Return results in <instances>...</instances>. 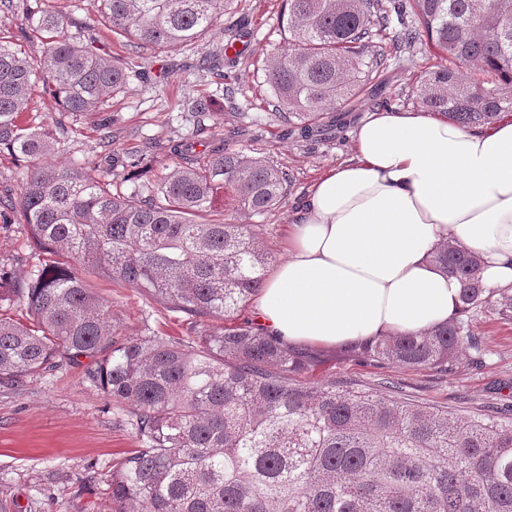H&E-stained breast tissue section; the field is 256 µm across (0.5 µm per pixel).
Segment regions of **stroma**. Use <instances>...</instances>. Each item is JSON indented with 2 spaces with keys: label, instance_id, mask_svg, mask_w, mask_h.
<instances>
[{
  "label": "stroma",
  "instance_id": "35a3bbf8",
  "mask_svg": "<svg viewBox=\"0 0 512 512\" xmlns=\"http://www.w3.org/2000/svg\"><path fill=\"white\" fill-rule=\"evenodd\" d=\"M17 3L18 12H0V37L13 42L31 62H39L45 47L42 37L19 35L27 24L23 8H36L37 0ZM49 3L77 28L94 29L108 41L114 56L131 61L136 70L125 92L112 99L113 149L154 142L148 164L156 174L174 162L169 143L196 133L206 141L228 139L230 148L270 157L289 171L293 189L287 206L258 218L274 263L284 261L294 204L306 197L319 174L349 157L351 139L294 140L286 136L280 121L265 113L269 89L264 62L287 47L282 0H224V14L207 34L203 49L177 46L147 52L100 26L90 0ZM243 33L248 36L243 54L225 56L226 41ZM203 50L223 57L222 73L199 67ZM436 58V51L427 46L410 56L384 90L392 109L413 108L409 95L416 78ZM227 83L236 90L240 111L225 109L223 120L206 122L200 131L192 122L180 120L193 98ZM26 121L50 132L58 163L86 160L99 169L112 170L113 191L127 192L129 184L122 170L113 169L111 156L97 146V114L76 116L62 111L38 83L30 91ZM48 258V253L34 249L19 218L0 223V265L17 278H24ZM84 277L111 301L112 319L124 335L144 336L157 329L186 334L183 314L155 303L141 289L94 271L85 272ZM469 325L487 349L478 365L464 355L457 369L448 373L414 370L362 361L342 349L319 348L315 351L318 364L305 377L314 384L332 382L366 389L390 381L401 398L457 414L503 415L512 406V323L497 320L487 309L474 313ZM139 446L126 412L112 407L103 393L86 383L80 367H64L19 389L0 388V502L21 506L23 512H111L106 478L126 453Z\"/></svg>",
  "mask_w": 512,
  "mask_h": 512
}]
</instances>
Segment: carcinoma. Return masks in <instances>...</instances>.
<instances>
[{
    "mask_svg": "<svg viewBox=\"0 0 512 512\" xmlns=\"http://www.w3.org/2000/svg\"><path fill=\"white\" fill-rule=\"evenodd\" d=\"M112 34L140 48L198 44L224 0H91ZM28 25L46 50L34 66L0 40V154L27 162L18 199L0 200L34 245L60 257L19 282L0 267V302L27 304L31 323L0 315V387L17 389L65 365L130 414L142 447L108 480L115 512H512V419L459 416L377 392L300 380L312 353L249 319L271 256L253 224L214 208L228 192L261 215L286 204L293 177L269 157L224 144L193 150L146 188L112 193L89 162L58 164L46 131L25 124L37 79L73 114L101 112L133 68L68 18L40 7ZM288 48L265 62L266 110L301 140L332 139L349 108L379 101L401 57L435 44L444 63L422 72L414 100L466 129L512 114V0H287ZM223 113L193 102L196 127ZM134 172L152 146L112 152ZM433 260L461 285L458 315L419 335L351 346L357 358L451 372L483 349L460 315L490 308L512 322V289L490 292L480 255L441 245ZM94 269L187 316L196 337H123L81 274ZM209 318L224 326L196 327Z\"/></svg>",
    "mask_w": 512,
    "mask_h": 512,
    "instance_id": "obj_1",
    "label": "carcinoma"
}]
</instances>
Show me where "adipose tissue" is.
<instances>
[{
	"label": "adipose tissue",
	"instance_id": "adipose-tissue-1",
	"mask_svg": "<svg viewBox=\"0 0 512 512\" xmlns=\"http://www.w3.org/2000/svg\"><path fill=\"white\" fill-rule=\"evenodd\" d=\"M352 151L295 208L258 324L288 344L327 347L442 325L460 295L433 260L443 242L483 257L487 290L512 287L511 115L466 129L383 109L359 124Z\"/></svg>",
	"mask_w": 512,
	"mask_h": 512
}]
</instances>
